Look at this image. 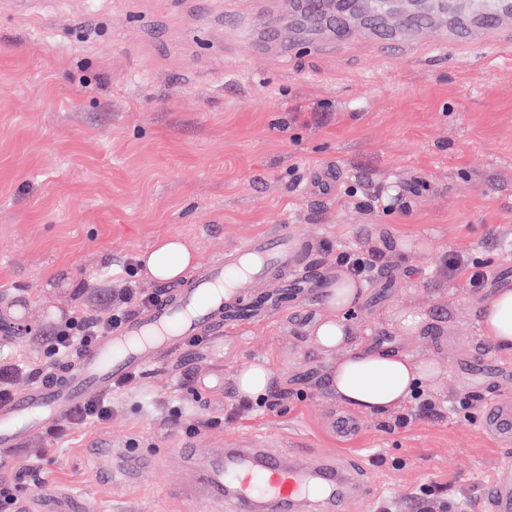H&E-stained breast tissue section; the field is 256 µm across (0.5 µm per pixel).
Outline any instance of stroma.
<instances>
[{
    "mask_svg": "<svg viewBox=\"0 0 512 512\" xmlns=\"http://www.w3.org/2000/svg\"><path fill=\"white\" fill-rule=\"evenodd\" d=\"M271 22L287 25L288 0H0V364L43 362L42 336L70 311L108 312L126 261L161 236L205 263L285 224L328 279L326 253L378 252L353 335L439 366L424 392L438 413L411 401L336 431L334 358L310 335L323 296L292 295L287 312L135 372L110 390V422L0 448V477L37 463L81 512H184L171 489L263 436L289 463L363 458L375 495L355 490L346 512H478L512 457L483 424L512 380L480 389L457 365L512 367L479 326L512 270V29L484 49L407 35L386 53L362 34L256 50ZM476 260L491 272L479 288ZM399 309L424 315L421 329L393 327ZM256 359L279 380L276 411L238 408L234 375ZM192 390L199 402L180 406ZM464 399L467 419L453 411ZM193 418L215 425L190 436Z\"/></svg>",
    "mask_w": 512,
    "mask_h": 512,
    "instance_id": "stroma-1",
    "label": "stroma"
}]
</instances>
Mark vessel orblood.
I'll return each mask as SVG.
<instances>
[{"label": "vessel or blood", "mask_w": 512, "mask_h": 512, "mask_svg": "<svg viewBox=\"0 0 512 512\" xmlns=\"http://www.w3.org/2000/svg\"><path fill=\"white\" fill-rule=\"evenodd\" d=\"M512 18V0H482L473 31L450 26L441 36L422 30L420 41L440 47H482L499 33L500 20ZM297 236L288 228L254 236L237 244L233 253L210 262L189 287L167 290L150 308L128 318L119 335L66 363L53 377L35 379L9 401L0 402V447L14 448L51 421L65 419L90 395L111 389L113 383L141 368L157 351L185 337L217 334L231 325H246L265 315L267 302L247 306L241 298L254 284L284 268L291 283L319 286L317 266L296 261ZM485 427L504 439L512 438V407L500 404L484 419ZM334 462L318 458L298 467L285 466L262 442L233 452V464L212 477L216 486L231 484L233 512H292L300 501L323 496L341 512L345 496L336 494ZM483 512H512V463L500 465L479 492Z\"/></svg>", "instance_id": "1"}]
</instances>
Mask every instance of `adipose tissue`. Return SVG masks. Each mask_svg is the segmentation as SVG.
Instances as JSON below:
<instances>
[{"label":"adipose tissue","instance_id":"adipose-tissue-1","mask_svg":"<svg viewBox=\"0 0 512 512\" xmlns=\"http://www.w3.org/2000/svg\"><path fill=\"white\" fill-rule=\"evenodd\" d=\"M139 262L145 276L159 282L185 279L197 260L180 237L158 239ZM365 286L347 273H337L325 290L323 311L310 334L322 352L338 353L329 370V387L337 401L359 412L388 413L403 407L417 388L433 383L439 369L409 355L354 340L347 313ZM482 335L492 346L512 350V283H505L480 304Z\"/></svg>","mask_w":512,"mask_h":512}]
</instances>
